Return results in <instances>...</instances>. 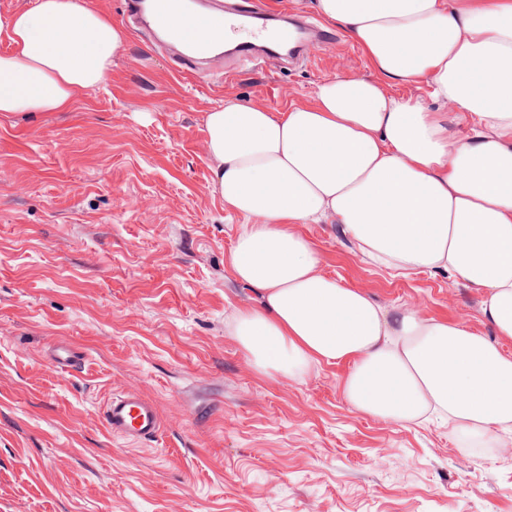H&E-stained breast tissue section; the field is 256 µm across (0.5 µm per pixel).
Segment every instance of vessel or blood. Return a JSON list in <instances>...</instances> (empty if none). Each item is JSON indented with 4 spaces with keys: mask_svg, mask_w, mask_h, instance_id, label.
<instances>
[{
    "mask_svg": "<svg viewBox=\"0 0 512 512\" xmlns=\"http://www.w3.org/2000/svg\"><path fill=\"white\" fill-rule=\"evenodd\" d=\"M125 12L129 19L146 18L153 26L167 30L170 39L185 48L183 61L188 66L208 58L223 42L225 29L234 24L251 32L235 48V56L239 62L256 66L273 54L299 57L304 46L332 38L331 33L303 20L273 25V12L260 0H224L207 11L192 9L186 0H125ZM48 359L54 367L67 370L76 367L83 354L74 346L58 342L49 351ZM101 421L108 433L130 442L153 439L163 429L155 405L133 392L111 396L101 412Z\"/></svg>",
    "mask_w": 512,
    "mask_h": 512,
    "instance_id": "vessel-or-blood-1",
    "label": "vessel or blood"
}]
</instances>
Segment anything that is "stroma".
<instances>
[{"instance_id":"obj_1","label":"stroma","mask_w":512,"mask_h":512,"mask_svg":"<svg viewBox=\"0 0 512 512\" xmlns=\"http://www.w3.org/2000/svg\"><path fill=\"white\" fill-rule=\"evenodd\" d=\"M126 38L107 84L67 112L0 116V512H512V438L353 410L342 368L256 372L233 336L254 288L224 264L242 216L211 181L204 115L283 112L336 76L376 79L351 38L314 63L181 65L124 0H89ZM322 270L382 307L493 337L482 298L444 273L374 265L338 224H305ZM65 341L80 367L47 358ZM143 394L165 428L110 436L109 396Z\"/></svg>"}]
</instances>
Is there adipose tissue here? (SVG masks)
<instances>
[{
    "instance_id": "ef3b65f1",
    "label": "adipose tissue",
    "mask_w": 512,
    "mask_h": 512,
    "mask_svg": "<svg viewBox=\"0 0 512 512\" xmlns=\"http://www.w3.org/2000/svg\"><path fill=\"white\" fill-rule=\"evenodd\" d=\"M382 80H427L434 99L338 76L272 112H207L212 183L245 217L224 260L258 305L233 333L258 373L301 378L345 367L357 412L395 424L434 413L460 435H512V0H314ZM0 114L68 111L105 84L122 30L85 0H35L0 15ZM471 120L467 135L457 124ZM342 225L358 250L400 274L435 271L482 295L497 338L454 319L383 309L324 274L299 230Z\"/></svg>"
}]
</instances>
